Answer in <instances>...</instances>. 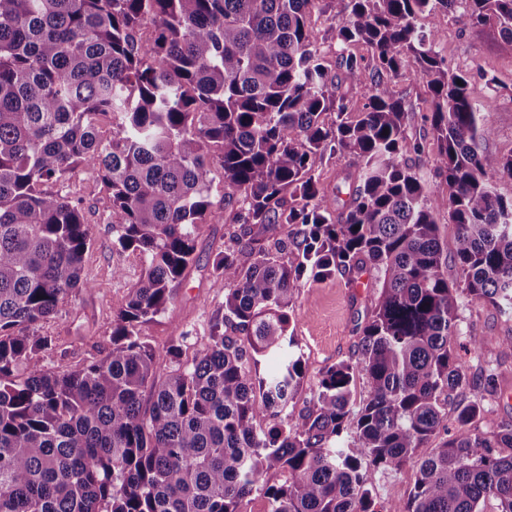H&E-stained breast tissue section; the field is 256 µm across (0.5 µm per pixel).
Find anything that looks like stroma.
Wrapping results in <instances>:
<instances>
[{"mask_svg":"<svg viewBox=\"0 0 512 512\" xmlns=\"http://www.w3.org/2000/svg\"><path fill=\"white\" fill-rule=\"evenodd\" d=\"M416 23L423 29L436 30V49L451 69L471 75V97L494 128L483 145L484 151L496 155L512 153V51L506 48L499 26L492 22L472 26L461 14L444 11L419 14ZM417 71L414 60H407L391 87L408 112L407 138L420 141L425 147L423 154L408 155V163L421 176L429 193L444 196L448 185L436 168L437 142L424 105L427 86ZM488 76L496 79L497 91L486 88L484 79ZM357 165V158L347 153L315 158L313 169L332 212L341 211L344 203L336 195V186L344 185L346 176ZM63 191L69 198L82 202L93 242L84 259L88 289L73 294L57 316L37 329L38 334L52 337L53 349L48 360L60 368L84 363L109 347L112 315L144 268L139 255L120 254L112 249V203L97 169L79 168L65 182ZM235 212V206H227L222 219L205 226L197 241L194 265L170 286L173 301L167 312L142 325V338L157 352H165L173 336L186 328L192 329L195 336H207L208 319L224 300V282L212 273V261L229 245L232 235L241 231L240 224L233 221ZM118 265L123 268L119 278L112 274L113 267ZM378 289L377 274L372 270L364 271L354 280L342 275L303 277L292 315L297 352L305 365L291 403L294 411L310 408L323 373L352 357ZM460 328L459 343L481 341L486 356L500 360L499 382L508 393L506 399L486 404L479 427L486 429L512 422V348L506 345L512 337V317L500 314L491 305L466 300L461 307Z\"/></svg>","mask_w":512,"mask_h":512,"instance_id":"35a3bbf8","label":"stroma"}]
</instances>
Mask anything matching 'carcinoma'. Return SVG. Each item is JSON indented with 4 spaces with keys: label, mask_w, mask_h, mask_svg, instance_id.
Returning <instances> with one entry per match:
<instances>
[{
    "label": "carcinoma",
    "mask_w": 512,
    "mask_h": 512,
    "mask_svg": "<svg viewBox=\"0 0 512 512\" xmlns=\"http://www.w3.org/2000/svg\"><path fill=\"white\" fill-rule=\"evenodd\" d=\"M313 3L0 0V512H246L256 497L266 512H512V423L476 426L484 400L504 397L501 363L476 346L466 364L454 346L460 293L512 316V197L495 188L512 153L481 150L493 129L469 76L416 25L459 11L495 22L512 51V0H328L332 66L307 26ZM408 56L430 93L446 197L406 159L421 147L390 83ZM326 152L359 162L336 216L313 170ZM215 156L224 204L245 224L295 225V254L247 229L213 259L224 302L205 342L185 356L183 330L160 355L140 326L166 312L201 229L221 217ZM82 166L111 190L113 248L144 271L112 315L109 349L59 370L35 327L89 287L92 229L48 185ZM440 211L456 227L457 283ZM368 268L381 287L355 356L325 372L311 408L290 411L301 278ZM450 411L467 432L418 456ZM408 462L407 499H379L378 474ZM436 220L439 224V234L444 247V256L448 253V281L458 282L459 277L457 274V268L453 261L455 226L453 224H448V220L443 212L436 213Z\"/></svg>",
    "instance_id": "obj_1"
}]
</instances>
